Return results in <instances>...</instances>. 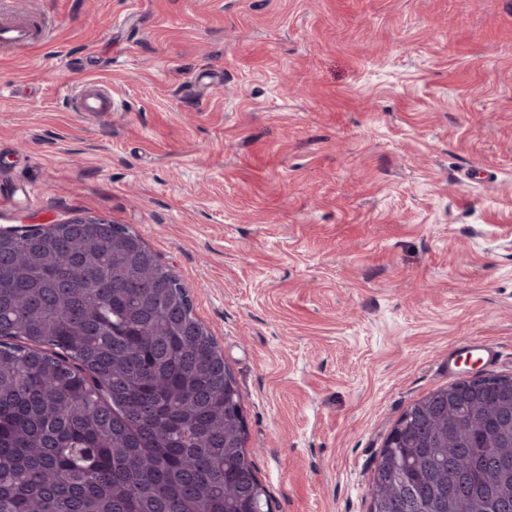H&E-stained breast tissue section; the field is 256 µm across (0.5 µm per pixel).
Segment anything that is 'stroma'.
Here are the masks:
<instances>
[{
	"instance_id": "stroma-1",
	"label": "stroma",
	"mask_w": 512,
	"mask_h": 512,
	"mask_svg": "<svg viewBox=\"0 0 512 512\" xmlns=\"http://www.w3.org/2000/svg\"><path fill=\"white\" fill-rule=\"evenodd\" d=\"M0 228L103 218L189 291L272 512H369L448 350L512 376V0H0ZM106 86L108 114L73 93ZM40 33L30 25L17 22H1L0 46L17 47L31 43ZM473 352L479 354L480 359L488 363L495 362L500 355L498 347L491 343L477 338L465 339L459 345L448 350L449 371L452 372L457 366L458 358L462 357L464 354L472 355Z\"/></svg>"
}]
</instances>
